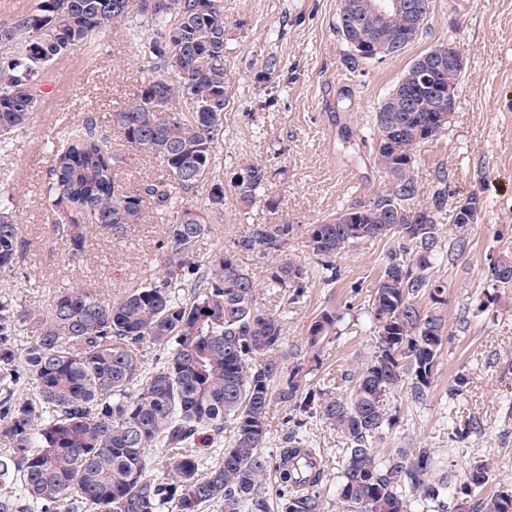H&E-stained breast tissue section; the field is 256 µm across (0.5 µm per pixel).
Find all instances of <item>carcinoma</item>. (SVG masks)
I'll return each mask as SVG.
<instances>
[{
	"instance_id": "carcinoma-1",
	"label": "carcinoma",
	"mask_w": 512,
	"mask_h": 512,
	"mask_svg": "<svg viewBox=\"0 0 512 512\" xmlns=\"http://www.w3.org/2000/svg\"><path fill=\"white\" fill-rule=\"evenodd\" d=\"M168 3L159 12L138 0L133 17L130 0H38L27 16L0 21V40L16 45L15 56L0 65V150L33 122L43 73L97 34L121 28L150 71L111 122L128 146L158 158L162 176L117 186L122 157L93 117L50 149L42 193L68 256L86 255L88 224L123 238L154 214L169 216L158 272L117 300L90 288H60L46 312L35 314L0 296V512H271L272 500L278 512H321L327 475L306 437L311 417L347 445L337 490L351 512H412L413 499L435 503L437 512H512V492L488 503L472 500L488 480L483 460L451 490L435 475L429 450L399 448L382 459L373 448L394 420L391 392L407 381L411 398L424 399L449 340L445 317L424 312L420 301L445 303L432 269L467 249V225L456 220L458 234L442 235L437 214L446 194L423 205L414 162L425 134L440 132L433 117L457 97L462 73L446 65L435 71L436 90L408 79L431 66L430 53L417 57L401 77L406 85L390 92L375 115L374 159L392 176L391 186L306 229L328 283L336 281V259L357 243L397 240L364 300L377 350L347 374L350 393L338 397L303 383L299 364L284 373L283 320L261 306L244 262L253 254L276 257L265 288L295 303L311 277L309 267L283 256L296 225L252 224L209 260L197 257L210 226L185 200L208 178L224 124V6ZM368 4L341 0L337 31L354 66L363 61L355 43L376 40L399 55L422 26L404 10L383 19ZM273 176L258 162L231 172L241 211ZM205 206L223 209L224 182L211 183ZM20 248L18 224L0 197L1 274L14 271ZM489 271L496 286L512 287V255L498 257ZM338 320L333 311L320 313L309 327V346L324 341ZM29 322L32 336L21 349L18 337ZM146 344L156 349L150 363ZM274 401L289 412L273 466L262 448ZM226 430L232 436L217 462H202L198 443L220 442ZM271 482L273 499L266 495Z\"/></svg>"
}]
</instances>
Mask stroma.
<instances>
[{
    "mask_svg": "<svg viewBox=\"0 0 512 512\" xmlns=\"http://www.w3.org/2000/svg\"><path fill=\"white\" fill-rule=\"evenodd\" d=\"M224 63L229 75L227 118L219 140L212 178L228 181L248 160L266 162L275 174L269 195L277 209L257 199L239 212L232 189L224 191V209L210 212L211 229L199 242L200 259L228 245L250 224H293L297 231L288 251L307 266L315 258L307 247L306 228L355 202L384 192L392 178L371 153L375 113L414 59L440 44L459 47L466 57L455 108L445 129L418 148L414 173L422 203L446 189L439 217L442 232L456 234L455 210L469 198L479 201L466 252L438 261L433 276L445 287L440 310L452 339L437 360L432 386L414 403L407 386L389 398L396 419L376 437L380 455L396 448H426L451 484L466 481L471 464L484 460L490 478L478 496L512 492V288L493 287L490 258L512 254V0H433L432 10L413 43L400 55L350 67L349 48L336 29L340 0H222ZM148 71L137 46L120 31L99 35L93 47L73 48L45 77L48 92L33 124L15 133L0 152V190L12 191L22 251L14 272L0 275V294L22 309L45 311L52 290L88 287L119 298L158 264L165 221L137 225L127 238L87 227V255L75 263L52 224L42 185L48 176V142L87 117L107 123L112 108L136 92ZM349 138H342V129ZM127 162L119 171L124 186L156 179L161 164L149 154L113 140ZM393 241H364L337 259L338 279L328 285L313 274L297 303L282 306L270 292L259 300L284 315L288 364L314 362L308 383H323L344 394L343 373L369 360L376 339L362 299L353 286L377 283ZM486 299L485 308L475 306ZM341 313L335 337L311 355L308 330L322 310ZM461 395H450L457 378ZM482 428L462 442L449 431L465 417ZM310 436L321 454L327 481L323 512H349L336 486V463L344 440L320 420Z\"/></svg>",
    "mask_w": 512,
    "mask_h": 512,
    "instance_id": "obj_1",
    "label": "stroma"
}]
</instances>
